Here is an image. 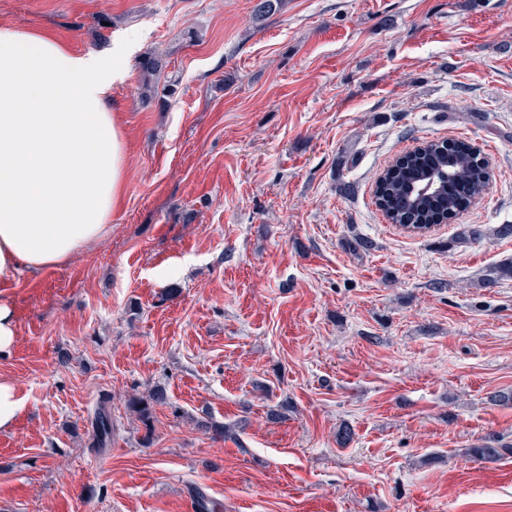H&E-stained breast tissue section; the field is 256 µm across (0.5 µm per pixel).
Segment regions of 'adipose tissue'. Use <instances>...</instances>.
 <instances>
[{"mask_svg": "<svg viewBox=\"0 0 512 512\" xmlns=\"http://www.w3.org/2000/svg\"><path fill=\"white\" fill-rule=\"evenodd\" d=\"M121 55L0 25V284L58 266L111 230L123 189L112 89Z\"/></svg>", "mask_w": 512, "mask_h": 512, "instance_id": "adipose-tissue-1", "label": "adipose tissue"}]
</instances>
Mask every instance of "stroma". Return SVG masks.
Instances as JSON below:
<instances>
[{"label":"stroma","mask_w":512,"mask_h":512,"mask_svg":"<svg viewBox=\"0 0 512 512\" xmlns=\"http://www.w3.org/2000/svg\"><path fill=\"white\" fill-rule=\"evenodd\" d=\"M258 3L0 0V25L124 42L130 69L109 235L0 287L22 399L0 512H512V456L464 454L512 443L489 400L512 389V278L486 280L512 263V0ZM448 138L485 157L484 193L389 223L377 177ZM167 68V62L162 55H154L150 57L149 63L144 68V82L142 96L146 100H150L155 93L154 79L159 78ZM494 445L488 443L474 444L471 448H465L464 454L468 457L485 462H493L512 455V445L509 443H501V441H490Z\"/></svg>","instance_id":"1"}]
</instances>
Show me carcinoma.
<instances>
[{"instance_id": "carcinoma-1", "label": "carcinoma", "mask_w": 512, "mask_h": 512, "mask_svg": "<svg viewBox=\"0 0 512 512\" xmlns=\"http://www.w3.org/2000/svg\"><path fill=\"white\" fill-rule=\"evenodd\" d=\"M167 68L161 55L150 57L144 68L143 98L149 100L155 93L154 79ZM421 167L445 169L449 177L465 183L470 197L479 196L485 190L488 180L480 162V155L468 143L448 150L440 142H432L429 149L416 155L411 161L397 167V174L387 172L388 182L385 193L376 197V204L393 224H424L439 213L457 214L462 204L441 189L436 194L416 200L409 196L408 185L415 172ZM95 427L99 446L105 448L112 438V420L108 412L100 408L95 413ZM465 455L476 460L493 462L512 455V445L501 443L475 444L465 449Z\"/></svg>"}]
</instances>
